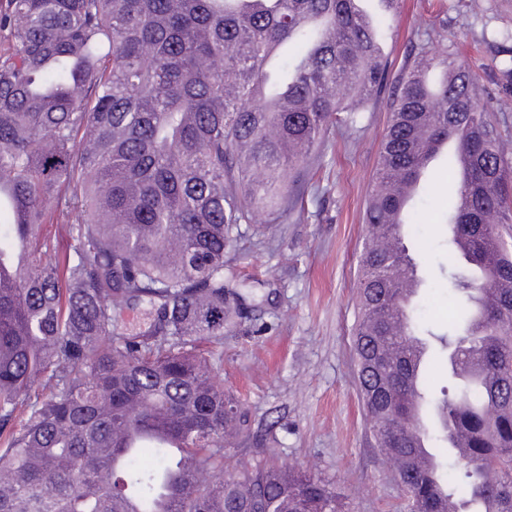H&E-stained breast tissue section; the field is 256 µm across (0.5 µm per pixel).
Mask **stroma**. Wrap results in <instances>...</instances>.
<instances>
[{"label": "stroma", "instance_id": "35a3bbf8", "mask_svg": "<svg viewBox=\"0 0 512 512\" xmlns=\"http://www.w3.org/2000/svg\"><path fill=\"white\" fill-rule=\"evenodd\" d=\"M459 49L478 76L479 96L504 139L512 141V0H403L387 19L382 48L394 66L411 53ZM390 98L381 94L357 129L332 128L294 186L283 217L242 225L233 268L248 278L255 302L247 319L225 326L224 387L247 402L250 436L233 439L241 464L272 457L332 484L347 512H403L404 498L375 446L356 386L352 339L363 213L375 187ZM448 172L434 161L419 196V222L406 243L424 285L422 327L442 330L455 309L441 265L447 264Z\"/></svg>", "mask_w": 512, "mask_h": 512}]
</instances>
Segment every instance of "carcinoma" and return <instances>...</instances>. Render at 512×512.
I'll return each instance as SVG.
<instances>
[{
    "instance_id": "cac0c4a2",
    "label": "carcinoma",
    "mask_w": 512,
    "mask_h": 512,
    "mask_svg": "<svg viewBox=\"0 0 512 512\" xmlns=\"http://www.w3.org/2000/svg\"><path fill=\"white\" fill-rule=\"evenodd\" d=\"M361 2L0 0V512H345L313 474L232 461L248 410L217 363L248 310L225 260L240 226L280 213L288 173L387 89L380 31L402 0ZM454 55L421 51L392 86L356 383L406 512H512V148ZM432 156L456 186L443 223L461 296L440 398L432 353L417 367L403 348L423 341L393 279L405 234L370 246L416 223L406 191ZM143 304L152 321L124 334Z\"/></svg>"
}]
</instances>
